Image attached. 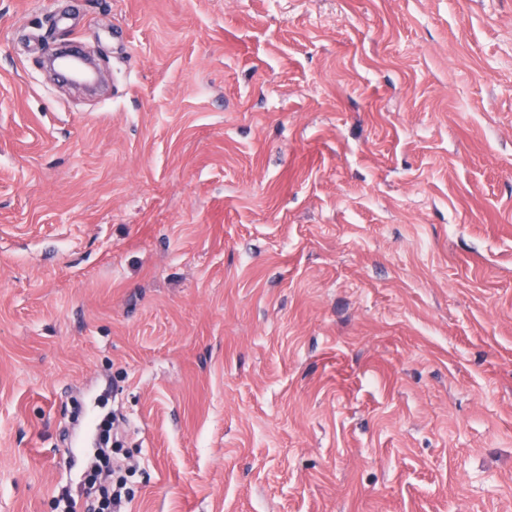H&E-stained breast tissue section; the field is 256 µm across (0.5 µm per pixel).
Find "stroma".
<instances>
[{"mask_svg":"<svg viewBox=\"0 0 512 512\" xmlns=\"http://www.w3.org/2000/svg\"><path fill=\"white\" fill-rule=\"evenodd\" d=\"M78 408L129 512H512V0H0V512Z\"/></svg>","mask_w":512,"mask_h":512,"instance_id":"1","label":"stroma"}]
</instances>
